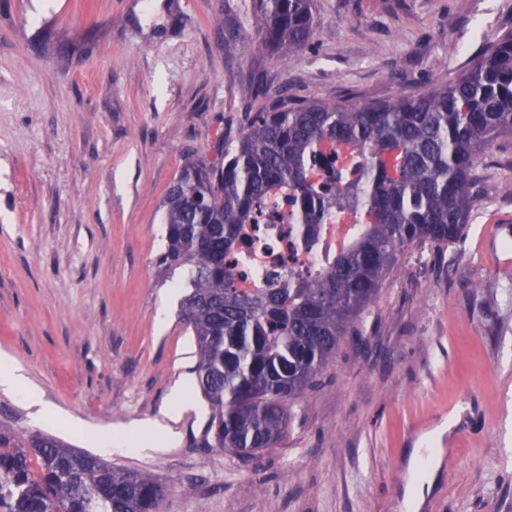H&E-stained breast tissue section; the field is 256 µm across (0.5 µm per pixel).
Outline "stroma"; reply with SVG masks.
I'll return each mask as SVG.
<instances>
[{"instance_id": "stroma-1", "label": "stroma", "mask_w": 512, "mask_h": 512, "mask_svg": "<svg viewBox=\"0 0 512 512\" xmlns=\"http://www.w3.org/2000/svg\"><path fill=\"white\" fill-rule=\"evenodd\" d=\"M255 0H0V422L56 435L166 486L162 512H512V136L478 159L457 244L403 253L276 447L204 445L211 409L160 263L163 196L187 155L224 162L280 90L387 100L465 73L512 31V0H315L296 55ZM497 277L496 288L483 287ZM192 403L166 410L180 390ZM137 422V450L102 434ZM451 448L426 472L417 445Z\"/></svg>"}]
</instances>
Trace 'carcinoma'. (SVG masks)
<instances>
[{
  "label": "carcinoma",
  "mask_w": 512,
  "mask_h": 512,
  "mask_svg": "<svg viewBox=\"0 0 512 512\" xmlns=\"http://www.w3.org/2000/svg\"><path fill=\"white\" fill-rule=\"evenodd\" d=\"M256 2L270 49L292 55L313 36L314 0ZM503 133L512 134V32L466 74L421 94L350 103L283 92L224 152L223 167L185 159L162 202L160 263L188 271L182 314L217 447L248 459L275 447L341 342L362 336L399 257L463 234L481 198L478 158ZM282 195L301 201L307 248L345 214L357 228L318 276L237 288L224 254ZM0 475L20 490L11 512H161L165 497L149 472L114 467L51 434L20 437L2 422Z\"/></svg>",
  "instance_id": "1"
}]
</instances>
